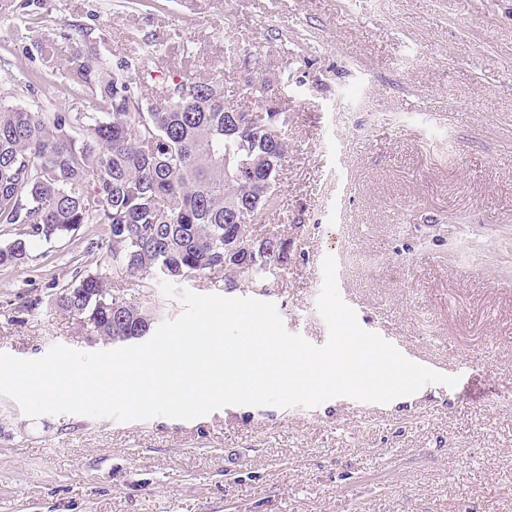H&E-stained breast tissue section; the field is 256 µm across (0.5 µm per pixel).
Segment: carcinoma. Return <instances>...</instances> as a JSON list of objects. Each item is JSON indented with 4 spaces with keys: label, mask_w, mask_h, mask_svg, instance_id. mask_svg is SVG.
Returning a JSON list of instances; mask_svg holds the SVG:
<instances>
[{
    "label": "carcinoma",
    "mask_w": 512,
    "mask_h": 512,
    "mask_svg": "<svg viewBox=\"0 0 512 512\" xmlns=\"http://www.w3.org/2000/svg\"><path fill=\"white\" fill-rule=\"evenodd\" d=\"M78 49L57 64L55 40L36 49L72 90L67 112H32L6 103L0 89V226L19 228L0 247V266L19 267L42 242L86 224L105 227L112 271L155 281L201 282L232 290L245 279L274 287L288 271V241L263 237L252 225L279 206L278 184L288 154V112H231L220 82L183 78L149 98L155 66L132 79V64L109 66L75 27ZM237 93L288 88L281 72L257 79L249 66ZM89 273L66 284L55 305L82 312L83 329L103 342L146 336L155 306L107 288Z\"/></svg>",
    "instance_id": "obj_1"
}]
</instances>
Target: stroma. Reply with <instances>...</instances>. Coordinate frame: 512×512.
Here are the masks:
<instances>
[{"label":"stroma","instance_id":"stroma-1","mask_svg":"<svg viewBox=\"0 0 512 512\" xmlns=\"http://www.w3.org/2000/svg\"><path fill=\"white\" fill-rule=\"evenodd\" d=\"M71 24L108 63L149 42L230 99L225 40L257 53L255 77L288 72L282 210L255 224L287 239L288 274L231 297L273 303L324 345L333 255L360 326L458 383L192 421L32 419L0 395V512H512V0H15L0 14L13 104L67 111L34 43L67 59ZM107 253L88 225L0 267V353L106 350L52 296L111 268Z\"/></svg>","mask_w":512,"mask_h":512}]
</instances>
